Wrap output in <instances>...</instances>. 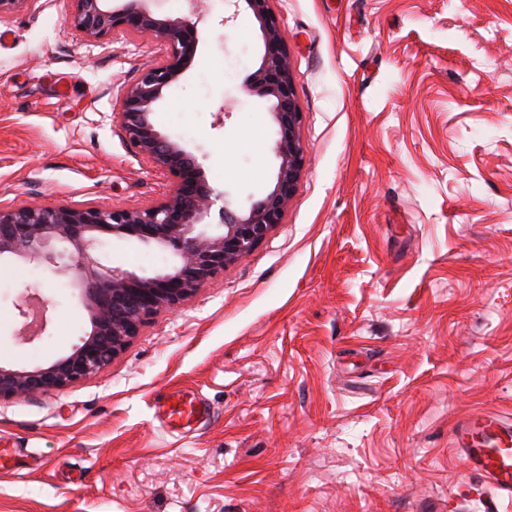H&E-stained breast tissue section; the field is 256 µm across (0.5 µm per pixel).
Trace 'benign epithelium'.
<instances>
[{
	"mask_svg": "<svg viewBox=\"0 0 512 512\" xmlns=\"http://www.w3.org/2000/svg\"><path fill=\"white\" fill-rule=\"evenodd\" d=\"M67 22L89 40L116 33L147 36L164 46V58L141 70L119 95L117 120L123 138L153 168L173 179L161 201L134 209L73 207L50 203L0 208V262L46 267L59 273L74 270L90 330L71 351L33 368L0 365V401L62 391L96 375L119 355L142 326L163 310L194 296L230 265L246 259L282 222L303 167L298 104L286 38L270 0H244L258 23L264 42L259 67L249 75L248 90L272 102L276 125L275 184L264 197L238 212L229 203L219 208L220 223L208 222L221 196L209 184L203 167L183 144L160 132L154 120L163 91L182 76L194 56L198 25L208 12L203 0H189L191 17H160L150 0H73ZM135 237L172 251V264L152 275L109 267L95 255L102 235ZM71 247L66 255L57 244ZM19 335L32 341L45 330L44 302L22 299Z\"/></svg>",
	"mask_w": 512,
	"mask_h": 512,
	"instance_id": "obj_1",
	"label": "benign epithelium"
}]
</instances>
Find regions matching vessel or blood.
<instances>
[{
	"instance_id": "obj_1",
	"label": "vessel or blood",
	"mask_w": 512,
	"mask_h": 512,
	"mask_svg": "<svg viewBox=\"0 0 512 512\" xmlns=\"http://www.w3.org/2000/svg\"><path fill=\"white\" fill-rule=\"evenodd\" d=\"M206 412L195 400H180L165 411L167 424L178 429L201 418ZM451 444L465 469L476 476L477 484L465 489L464 495H482L484 487L512 501V419L494 412L460 420L452 429Z\"/></svg>"
}]
</instances>
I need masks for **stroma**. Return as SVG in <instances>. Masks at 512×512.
Listing matches in <instances>:
<instances>
[{
  "instance_id": "stroma-1",
  "label": "stroma",
  "mask_w": 512,
  "mask_h": 512,
  "mask_svg": "<svg viewBox=\"0 0 512 512\" xmlns=\"http://www.w3.org/2000/svg\"><path fill=\"white\" fill-rule=\"evenodd\" d=\"M157 128L235 208L275 183L263 39L211 0ZM304 162L271 236L158 313L96 376L0 403V512H446L472 476L453 424L512 418V0H270ZM70 0L0 17V207L138 208L171 190L122 137L116 95L160 50L89 41ZM141 275L171 253L105 236ZM48 324L21 340L24 290ZM72 275L0 272V364L45 365L89 331ZM199 397L189 431L167 399Z\"/></svg>"
}]
</instances>
